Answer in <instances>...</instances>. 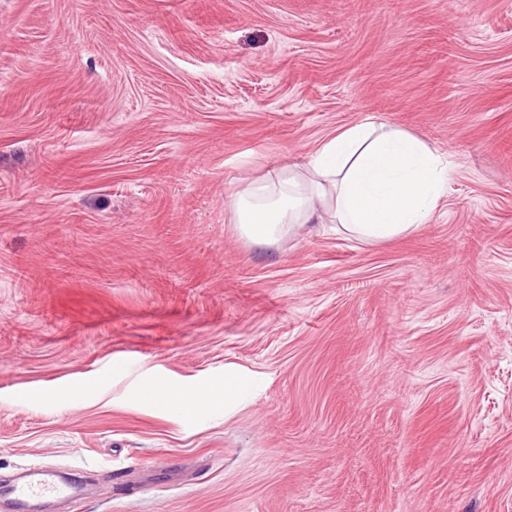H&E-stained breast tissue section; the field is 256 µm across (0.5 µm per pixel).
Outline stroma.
Returning a JSON list of instances; mask_svg holds the SVG:
<instances>
[{"label":"stroma","mask_w":512,"mask_h":512,"mask_svg":"<svg viewBox=\"0 0 512 512\" xmlns=\"http://www.w3.org/2000/svg\"><path fill=\"white\" fill-rule=\"evenodd\" d=\"M368 117L449 159L428 223L242 235ZM34 467L71 512H512V0H0V483ZM240 380L220 381L210 385L203 393L204 400L212 404H230L235 395L244 387Z\"/></svg>","instance_id":"stroma-1"}]
</instances>
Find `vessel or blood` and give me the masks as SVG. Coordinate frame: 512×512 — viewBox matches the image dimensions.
I'll use <instances>...</instances> for the list:
<instances>
[{"instance_id": "vessel-or-blood-1", "label": "vessel or blood", "mask_w": 512, "mask_h": 512, "mask_svg": "<svg viewBox=\"0 0 512 512\" xmlns=\"http://www.w3.org/2000/svg\"><path fill=\"white\" fill-rule=\"evenodd\" d=\"M81 498L75 484L57 480L50 470L29 469L19 479L0 485V512H38L46 503L70 505Z\"/></svg>"}]
</instances>
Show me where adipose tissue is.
<instances>
[{"label": "adipose tissue", "mask_w": 512, "mask_h": 512, "mask_svg": "<svg viewBox=\"0 0 512 512\" xmlns=\"http://www.w3.org/2000/svg\"><path fill=\"white\" fill-rule=\"evenodd\" d=\"M307 169L305 195L274 190L267 178L233 198L236 221L247 237L273 239L295 217L324 223L328 201L345 230L374 240L395 238L430 218L452 174L428 144L370 119L338 129L310 157Z\"/></svg>", "instance_id": "1"}]
</instances>
